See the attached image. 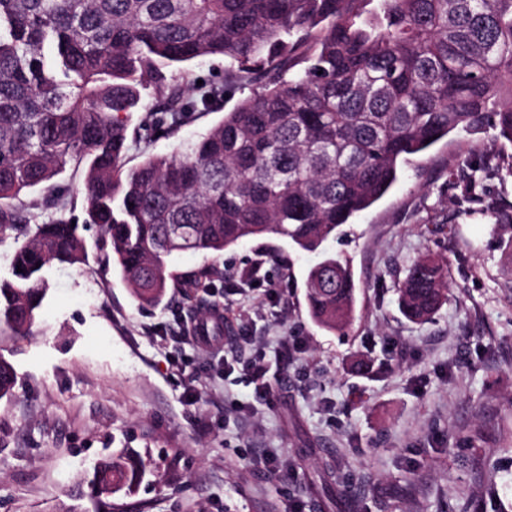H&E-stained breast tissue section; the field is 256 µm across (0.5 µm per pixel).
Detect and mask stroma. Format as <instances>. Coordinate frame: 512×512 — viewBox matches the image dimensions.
<instances>
[{
  "mask_svg": "<svg viewBox=\"0 0 512 512\" xmlns=\"http://www.w3.org/2000/svg\"><path fill=\"white\" fill-rule=\"evenodd\" d=\"M145 140L128 118L125 164L180 151L251 93ZM512 143L495 130L453 134L404 165L389 193L328 242L354 272L352 325L331 332L308 312L304 279L316 255L256 238L221 254L176 255L181 275L218 270L206 320L212 344L183 332L182 288L143 306L85 224L84 165L68 163L58 214L84 224L85 264L47 271L50 288L30 334L0 329L17 372L0 398V512H512V247L494 220H512ZM448 262L447 299L433 319L408 320L398 286L410 266ZM256 337L271 368L269 397L241 367L238 334ZM302 350L276 371L278 343ZM195 401H188V393ZM147 473L135 494L102 505L95 460L121 449ZM275 453L283 472L259 465ZM340 481L313 496L324 464Z\"/></svg>",
  "mask_w": 512,
  "mask_h": 512,
  "instance_id": "obj_1",
  "label": "stroma"
}]
</instances>
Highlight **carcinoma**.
<instances>
[{
    "label": "carcinoma",
    "mask_w": 512,
    "mask_h": 512,
    "mask_svg": "<svg viewBox=\"0 0 512 512\" xmlns=\"http://www.w3.org/2000/svg\"><path fill=\"white\" fill-rule=\"evenodd\" d=\"M222 56L260 75L205 135L125 168L127 125L146 137L211 110L224 90L192 91L188 65ZM162 101L145 102L148 89ZM491 128L512 142V0H0V325L20 334L43 305L44 271L83 264L79 226L41 218L24 197L87 164L83 199L122 279L143 305L168 283L207 303L215 272L179 276L180 253L286 238L322 252L306 273L309 315L328 331L354 317L349 263L321 251L380 200L402 164L452 133ZM448 261L419 259L399 286L407 318L445 301ZM0 357V397L14 388ZM146 473L131 451L98 460L91 492L131 495Z\"/></svg>",
    "instance_id": "1"
}]
</instances>
